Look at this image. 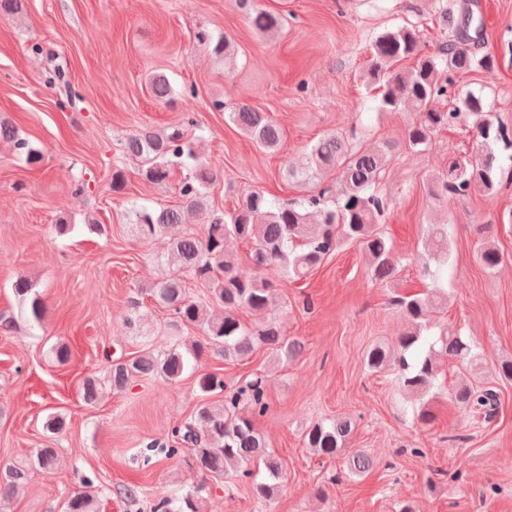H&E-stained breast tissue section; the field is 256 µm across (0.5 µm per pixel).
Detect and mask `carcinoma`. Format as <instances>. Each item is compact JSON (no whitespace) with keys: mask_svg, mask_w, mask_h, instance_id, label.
I'll return each instance as SVG.
<instances>
[{"mask_svg":"<svg viewBox=\"0 0 512 512\" xmlns=\"http://www.w3.org/2000/svg\"><path fill=\"white\" fill-rule=\"evenodd\" d=\"M241 5L247 9L251 28L259 35L272 37L281 31V14L260 8L251 0H241ZM439 20L453 38L431 51L425 50L421 30L415 24L406 23L375 35L368 43L361 79L372 92L376 111L408 108L414 112L406 130L407 145L414 151L428 148L442 129L451 125L466 127L473 147L468 152L448 154L447 165L429 186L432 197L446 201L476 191L491 194L501 185L497 150L512 148V141L486 98L460 89L457 78L490 70L497 65V58L478 55L463 46L470 40L471 27L479 33L483 31V24L474 23L468 7L451 11L444 8ZM196 38L199 43L212 46V52L224 58V64L233 62L234 50L226 40L214 42L204 31L198 32ZM151 93L158 100H171L173 90L165 75L152 77ZM443 102L450 107H436ZM228 119L257 149L280 151L284 130L267 113L243 104L229 112ZM0 140L12 143L27 161L38 159L28 142L5 122H0ZM392 151L387 142L369 148L355 147L347 135L325 134L311 146L302 166L287 162L283 173L288 178L318 182L324 174L333 172L336 190H314L287 203L270 199L261 191H251L233 209L213 218L203 235L184 232L173 238L166 255L169 274L149 287L150 297L171 313L172 328L199 327L206 340L190 345L175 340L169 349L146 347L129 360L113 361L109 374L112 391H123L141 376L176 382L186 370L195 368L208 349L232 362L246 359L259 348L269 351L277 365L297 360L304 344L286 336L281 321L266 317V312L279 304L272 284L262 277L267 270L279 271L292 281L301 280L329 257L355 245L365 256L371 278L378 284H389L398 272L400 260L376 224L389 208V200L379 185ZM123 152L139 161L140 175L152 184L168 181L177 168L184 172L179 185L183 205L134 208L136 223L130 228L136 235L152 238L184 223L185 213L206 208L207 190L218 177L219 167L198 156L185 126H169L161 131L144 128L127 137ZM231 239L251 244L253 274L239 271L235 255L227 250ZM424 247L436 263L435 269L427 273L438 283L448 267L446 225H428ZM477 260L493 271L502 263L503 254L486 241L477 251ZM184 272L206 290V299L189 295L182 278ZM13 288L28 303L30 320L41 324L45 305L32 284L19 278ZM442 297L444 293L440 291L393 297L408 328L396 343L375 344L365 354L370 370L392 371L403 391L421 400L417 420L423 424L434 418L424 397L442 387L440 361L454 360L469 367L479 364V353L461 332L447 328L437 336L430 335V309ZM242 310L254 312L258 319L243 322L238 316ZM197 386L200 400L189 420L171 430L173 445L145 449L143 463L147 465L157 456L170 459L188 448L194 469L201 476H230L250 485L257 497H272L283 481V467L255 427V418L269 409L263 378L247 377L228 384L218 373H204L198 376ZM101 390L100 382L88 377L81 386L82 399L92 404ZM452 399L465 415L490 420L495 414L497 393L491 388L479 390L461 382L453 389ZM354 428L352 417L338 416L308 428L304 442L318 456L332 457L342 451ZM56 460L55 449L38 448L31 457L5 467L0 471V497H9L24 486L31 467L48 471ZM372 467L373 460L362 451H353L346 458V469L353 476L360 477ZM66 512H99L98 501L88 491H77L70 496ZM153 512H203V503L195 489L177 500L167 496L156 499Z\"/></svg>","mask_w":512,"mask_h":512,"instance_id":"obj_1","label":"carcinoma"}]
</instances>
